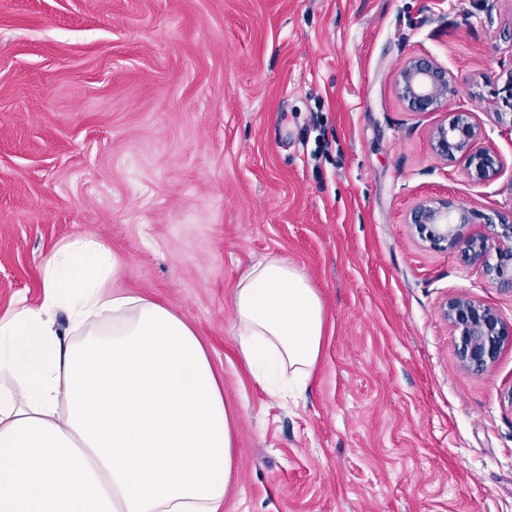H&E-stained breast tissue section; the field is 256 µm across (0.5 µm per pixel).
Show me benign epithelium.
I'll return each instance as SVG.
<instances>
[{"label": "benign epithelium", "mask_w": 512, "mask_h": 512, "mask_svg": "<svg viewBox=\"0 0 512 512\" xmlns=\"http://www.w3.org/2000/svg\"><path fill=\"white\" fill-rule=\"evenodd\" d=\"M402 100L412 112H432L448 101L453 89L448 71L426 58L407 62L398 75ZM507 112L497 113L502 125L512 128V70L500 89ZM481 136L479 127L468 112L456 113L448 124L439 126L433 135L436 151L452 158L457 153L467 157L468 176L474 182L494 178L500 171L498 156L486 148H477ZM474 212L454 206L446 199H427L416 204L409 213L408 224L422 239L438 249H457L470 262L484 259L491 248H496L498 261L487 267L493 280L512 286V224H497L482 216L487 232L466 235L462 228L473 223ZM446 314L452 326L459 331L457 355L461 365L475 372H483L494 363L501 347L512 343V324L508 325L489 307L468 297H457L448 302Z\"/></svg>", "instance_id": "obj_1"}]
</instances>
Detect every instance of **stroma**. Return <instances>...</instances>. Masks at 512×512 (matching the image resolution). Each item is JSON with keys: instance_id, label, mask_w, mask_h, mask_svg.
Segmentation results:
<instances>
[{"instance_id": "stroma-1", "label": "stroma", "mask_w": 512, "mask_h": 512, "mask_svg": "<svg viewBox=\"0 0 512 512\" xmlns=\"http://www.w3.org/2000/svg\"><path fill=\"white\" fill-rule=\"evenodd\" d=\"M425 57L454 92L412 112ZM512 0H0V317L90 234L114 285L180 314L235 415L221 512H512V344L461 367L464 296L512 323L485 260L422 241L425 199L512 220ZM471 113L502 169L472 182L432 133ZM280 256L327 330L307 387L273 396L241 362L235 289ZM398 88L412 112L438 110L453 92L448 71L426 58L407 62L398 75Z\"/></svg>"}]
</instances>
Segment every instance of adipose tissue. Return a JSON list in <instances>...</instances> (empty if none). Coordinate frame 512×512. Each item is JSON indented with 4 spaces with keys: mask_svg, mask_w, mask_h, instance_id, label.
<instances>
[{
    "mask_svg": "<svg viewBox=\"0 0 512 512\" xmlns=\"http://www.w3.org/2000/svg\"><path fill=\"white\" fill-rule=\"evenodd\" d=\"M119 265L76 235L42 268L40 304L0 318V512H220L236 474L233 417L195 330L110 289ZM238 353L274 393L308 380L325 313L283 257L234 294ZM67 327H54L57 313Z\"/></svg>",
    "mask_w": 512,
    "mask_h": 512,
    "instance_id": "obj_1",
    "label": "adipose tissue"
}]
</instances>
